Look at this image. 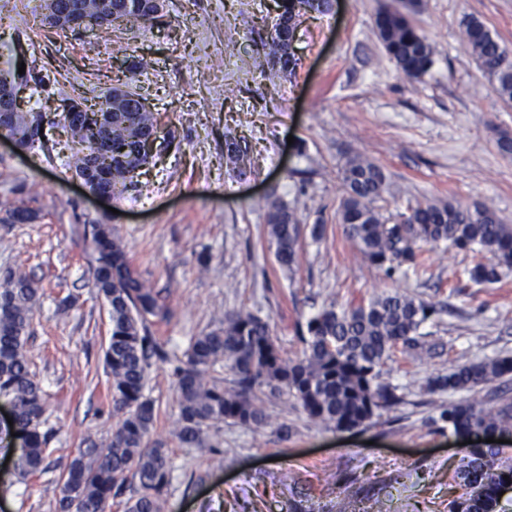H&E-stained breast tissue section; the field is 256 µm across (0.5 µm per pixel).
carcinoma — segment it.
Returning a JSON list of instances; mask_svg holds the SVG:
<instances>
[{"label":"carcinoma","mask_w":512,"mask_h":512,"mask_svg":"<svg viewBox=\"0 0 512 512\" xmlns=\"http://www.w3.org/2000/svg\"><path fill=\"white\" fill-rule=\"evenodd\" d=\"M70 6L90 16L110 6L116 23H140L146 18L151 25H161L166 17L156 12L152 0H48L41 8L53 12ZM419 7L420 0H402L399 6L379 12L375 20L387 54L408 80L422 78L433 65V47L413 22ZM327 8L328 0H278L272 44L279 46L284 31H294L302 14L322 13ZM284 20L288 21L286 30ZM461 39L498 93L512 99V55L473 17L462 20ZM43 82L30 68L23 74L16 65L0 69V91H19ZM114 91L91 105L81 95L69 97L57 108L58 118L53 121L20 107L14 120H6L5 125L19 128L31 150L44 147L49 129H62L72 143L64 166L86 178L89 188L115 193L140 176L136 169L147 163L146 145L157 125L153 113L138 103L141 95L119 87ZM75 105L85 109L79 122H62ZM105 108L112 113L99 124L94 115ZM97 137L112 144V154L100 162L88 152ZM342 181L344 234L361 258L387 277L425 274L427 245L490 254L463 270L479 285L494 287L512 269V225L502 223L492 207L419 205L409 208L398 223L387 224L372 206L387 189L379 165L353 156L343 167ZM300 234L301 226L288 206L271 200L268 235L277 262L285 270L296 264ZM92 239L100 249L94 288L108 306L111 323L104 361L111 380L112 413L118 421L110 438L79 453L59 475L56 512H106L109 502L131 481L136 482V491L125 501L124 512H164L172 467L169 449L149 440L156 415L153 401L145 394L151 360L168 365L175 379V435L185 447H213L211 431L228 420L263 425L266 414L255 396V389L263 386L292 395L311 419L338 431H351L400 401L395 388L380 381L382 367L399 351L418 357L427 353L421 328L440 313L433 304L397 292L361 300L347 309L324 307L300 330L302 355L288 359L281 355L267 320L238 311L224 314L218 326L189 337L183 349L171 351L151 331L155 321L169 314L159 293L141 281L109 225H92ZM40 292V282L22 269L0 283V398L12 407L14 473L22 481L51 470L46 464L52 438V430L46 427V399L30 370L28 355ZM219 363L233 373L227 387L211 376ZM510 373L511 357L477 359L430 379L427 388L432 393H474ZM439 418L460 440L477 437L465 446L456 470L463 493L449 502L448 512H497L499 490L512 483V458L503 455L499 444L486 439L512 433V401L503 399L495 405L475 397L450 401Z\"/></svg>","instance_id":"obj_1"}]
</instances>
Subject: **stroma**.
I'll list each match as a JSON object with an SVG mask.
<instances>
[{
    "label": "stroma",
    "instance_id": "35a3bbf8",
    "mask_svg": "<svg viewBox=\"0 0 512 512\" xmlns=\"http://www.w3.org/2000/svg\"><path fill=\"white\" fill-rule=\"evenodd\" d=\"M42 0H0V68L15 40L54 84L37 96L53 113L62 96L97 102L125 84L145 98L162 138L140 185L104 203L86 195L62 164L66 139L15 152L0 138V279L24 269L41 283L28 341L31 369L47 395L50 459L63 468L117 424L104 366L108 309L93 286L98 253L90 227L107 224L140 279L159 291L168 320L152 331L167 348L219 325L225 313L267 320L283 356L303 350L298 330L324 306L401 292L443 306L423 331L431 347L398 354L382 369L401 402L361 430L339 432L310 419L287 393L258 389L262 427L224 422L217 448L180 447L173 431L176 388L155 363L146 390L155 402L150 433L171 450L166 512H448L460 494L461 440L439 418L451 394L427 381L483 356H512V275L494 288L456 281L471 256L434 249L419 277L392 282L363 261L345 237L341 169L359 155L381 165L387 189L374 206L395 222L410 205L492 206L512 224V100L499 95L462 43L474 17L512 52V0H422L414 21L434 49L418 80L400 75L375 28L391 0H331L327 13L301 18L298 66L273 68L270 31L276 0H166L170 24L62 37L34 18ZM145 59L129 72L123 61ZM247 148L244 165L224 160L225 145ZM287 203L303 233L293 270H282L267 234L268 203ZM16 207L28 224H7ZM325 227L322 240L309 234ZM208 265H200V255ZM73 298L68 315L59 302ZM288 436H281V427ZM0 450V512H54L52 475L13 482Z\"/></svg>",
    "mask_w": 512,
    "mask_h": 512
}]
</instances>
